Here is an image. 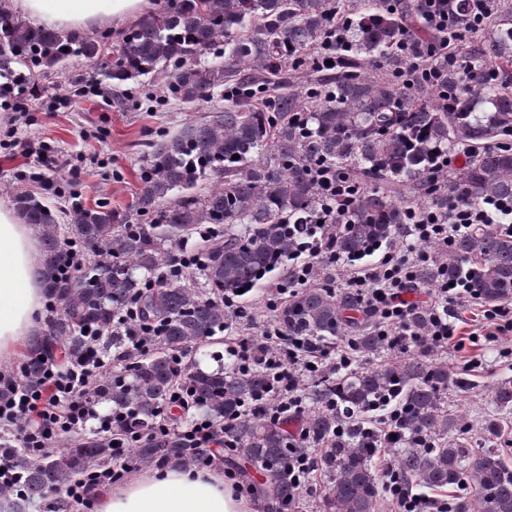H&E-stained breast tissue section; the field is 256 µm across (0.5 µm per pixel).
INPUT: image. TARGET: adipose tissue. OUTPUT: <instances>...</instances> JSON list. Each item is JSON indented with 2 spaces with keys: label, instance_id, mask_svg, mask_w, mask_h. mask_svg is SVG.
Returning a JSON list of instances; mask_svg holds the SVG:
<instances>
[{
  "label": "adipose tissue",
  "instance_id": "ef3b65f1",
  "mask_svg": "<svg viewBox=\"0 0 512 512\" xmlns=\"http://www.w3.org/2000/svg\"><path fill=\"white\" fill-rule=\"evenodd\" d=\"M33 24L60 29L111 24L146 12L150 0H10ZM41 254L35 231L0 205V360L15 355L36 327L44 290L35 274ZM100 512H250L218 474L170 468L142 475L103 497Z\"/></svg>",
  "mask_w": 512,
  "mask_h": 512
}]
</instances>
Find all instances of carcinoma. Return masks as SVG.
Listing matches in <instances>:
<instances>
[{
	"label": "carcinoma",
	"mask_w": 512,
	"mask_h": 512,
	"mask_svg": "<svg viewBox=\"0 0 512 512\" xmlns=\"http://www.w3.org/2000/svg\"><path fill=\"white\" fill-rule=\"evenodd\" d=\"M171 2L132 24L116 49L106 31L37 27L0 9V76L21 88L81 57L119 85L152 75L183 102L221 88L230 93L224 108L153 143L131 206L134 222L107 201H76L61 224L41 198L13 191V205L41 239L37 276L48 306L47 330L25 345L22 384L37 386L58 354L83 357L96 333L100 355L121 368L101 376L91 400L126 413L129 428L142 432L130 449L139 462L179 466L194 462L191 449L154 429L182 374L196 409L229 420L228 438L262 470L256 493L275 512L299 500L288 460L315 448L329 479L325 512H376L384 487L369 418L391 408L400 413V432L433 443L407 439L394 449L404 483L463 488L450 500L452 512H512V458L501 448L466 446L467 426L448 401L464 381L422 355L311 385L301 437L286 420L241 414L242 405L267 395L271 378L262 366L205 371L173 360L228 327L230 315L207 299L210 292L251 290L275 270L292 277L306 225L322 217L318 170L355 190L325 238L346 262L396 242L412 215L446 216L450 202L512 200V0H491L480 22L470 0H444L446 31L427 25L424 0ZM445 42L451 58L431 54ZM214 51V60H201ZM325 57L334 67L322 65ZM431 67L429 80L423 71ZM457 147L471 151L468 162L452 175L439 173L437 157ZM201 180L209 181L204 192L196 191ZM191 239L202 260L199 278L164 275L175 248ZM69 245L84 258L76 273L61 272ZM468 270L469 287L485 304L512 298V236L477 224L452 240L444 270L423 263L416 277L429 286ZM149 278L158 285L146 286ZM127 306L138 328L162 326L154 348L129 359L117 321ZM276 322L284 336L325 347L351 338L360 354L385 348L378 318L353 289L302 288ZM493 404L512 411V378L497 383ZM112 455L109 440L98 436L36 456L0 442V458L21 476L14 486L0 485V512H70L62 489L108 466Z\"/></svg>",
	"instance_id": "1"
}]
</instances>
